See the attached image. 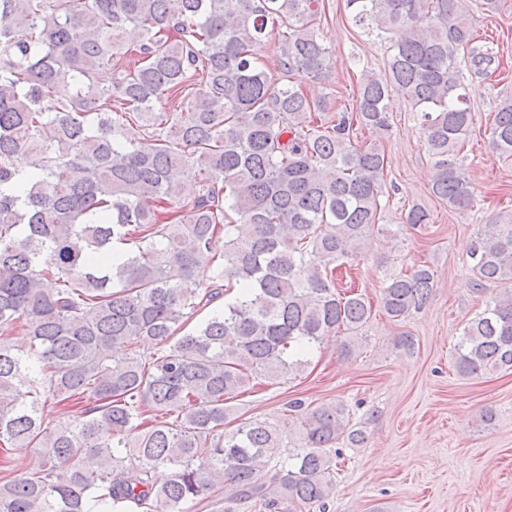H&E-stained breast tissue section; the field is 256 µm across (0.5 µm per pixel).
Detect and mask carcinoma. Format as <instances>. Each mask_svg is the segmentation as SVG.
<instances>
[{"instance_id": "1", "label": "carcinoma", "mask_w": 512, "mask_h": 512, "mask_svg": "<svg viewBox=\"0 0 512 512\" xmlns=\"http://www.w3.org/2000/svg\"><path fill=\"white\" fill-rule=\"evenodd\" d=\"M467 2L347 0L391 53L385 77L363 74L353 109L320 122L326 102L274 86L262 54L277 26L282 70L322 77L332 50L318 0H0V331L28 338L0 344V450L5 465L30 453L0 481V512H185L202 498L218 512L326 509L336 446L366 439L346 408L291 401L299 445L282 460L274 424L224 430L227 402L301 376L326 337L370 318L328 270L358 259L378 221L385 154L353 128L387 130L391 93L419 114L433 195L471 205L458 60L491 57ZM103 67L107 86L94 81ZM490 143L512 160V100ZM470 258L502 291L464 326L456 370L510 371L511 213ZM433 288L426 265L387 273L381 305L401 320ZM50 399L79 416L45 421Z\"/></svg>"}]
</instances>
